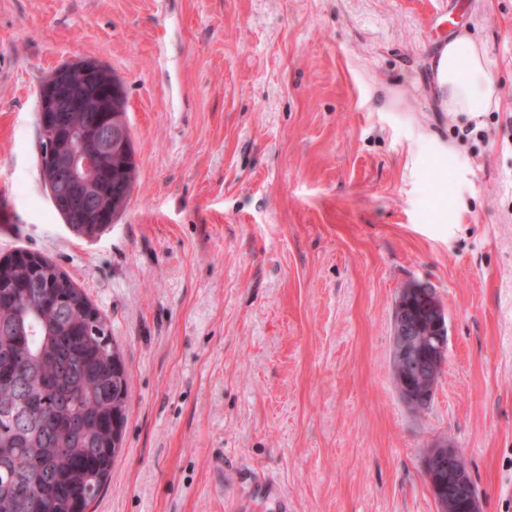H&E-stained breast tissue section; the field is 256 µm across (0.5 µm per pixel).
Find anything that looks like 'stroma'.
I'll list each match as a JSON object with an SVG mask.
<instances>
[{"label":"stroma","instance_id":"stroma-1","mask_svg":"<svg viewBox=\"0 0 512 512\" xmlns=\"http://www.w3.org/2000/svg\"><path fill=\"white\" fill-rule=\"evenodd\" d=\"M447 3L489 111L437 107L431 0H0V257L68 273L130 374L89 512H437L442 438L512 512V0ZM77 58L123 81L138 166L93 239L39 171V89ZM412 282L448 315L420 416L390 361Z\"/></svg>","mask_w":512,"mask_h":512}]
</instances>
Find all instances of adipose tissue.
Wrapping results in <instances>:
<instances>
[{
  "instance_id": "ef3b65f1",
  "label": "adipose tissue",
  "mask_w": 512,
  "mask_h": 512,
  "mask_svg": "<svg viewBox=\"0 0 512 512\" xmlns=\"http://www.w3.org/2000/svg\"><path fill=\"white\" fill-rule=\"evenodd\" d=\"M439 92L451 112H485L498 99V85L483 45L461 34L448 43V77Z\"/></svg>"
}]
</instances>
